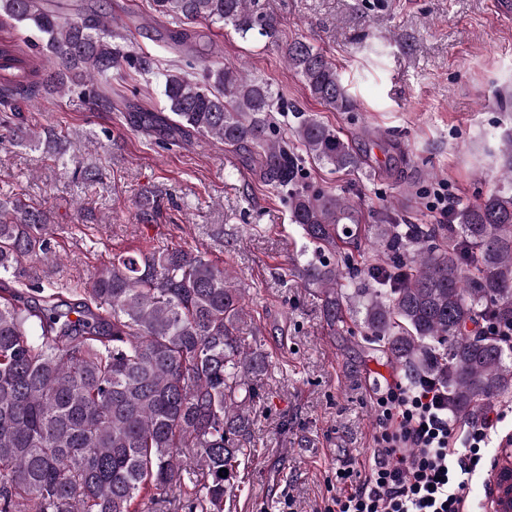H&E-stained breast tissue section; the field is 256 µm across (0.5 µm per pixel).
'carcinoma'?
I'll return each mask as SVG.
<instances>
[{
    "mask_svg": "<svg viewBox=\"0 0 512 512\" xmlns=\"http://www.w3.org/2000/svg\"><path fill=\"white\" fill-rule=\"evenodd\" d=\"M161 37L175 54L164 74L169 114L139 107L142 132L169 142L196 134L259 160L262 178L285 196L292 223L332 254L360 233L364 286L353 288L331 260L307 262L305 285L320 290L331 327L357 304L365 335L411 379L446 390L448 412L471 415L481 399L512 392V335L484 336L489 322L512 326V134L495 157L496 186L458 207L449 224H400L385 211L362 229L355 201L306 183L303 158L337 171L371 167L367 151L288 105L240 67L212 61L193 26L232 27L275 40L279 22L262 0H152ZM63 4L0 0V15L46 37L58 69L0 33V86H45L128 111L112 71H153L132 30ZM283 57L310 94L336 112L356 103L336 66L310 43ZM290 112L295 143L275 140L272 113ZM55 229L47 211L0 202V512H224L252 435L250 402L265 357L239 336L245 292L224 268L181 247L112 256L72 298L23 280L25 260L50 265ZM26 288L22 293L10 286ZM228 470L221 477L220 470Z\"/></svg>",
    "mask_w": 512,
    "mask_h": 512,
    "instance_id": "carcinoma-1",
    "label": "carcinoma"
}]
</instances>
